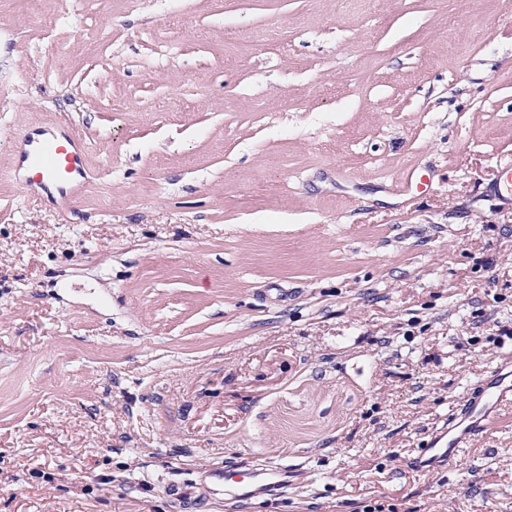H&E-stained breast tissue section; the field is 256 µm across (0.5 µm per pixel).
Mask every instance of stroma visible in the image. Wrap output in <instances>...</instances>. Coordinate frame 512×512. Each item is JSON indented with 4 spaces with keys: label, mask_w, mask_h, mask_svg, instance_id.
I'll return each instance as SVG.
<instances>
[{
    "label": "stroma",
    "mask_w": 512,
    "mask_h": 512,
    "mask_svg": "<svg viewBox=\"0 0 512 512\" xmlns=\"http://www.w3.org/2000/svg\"><path fill=\"white\" fill-rule=\"evenodd\" d=\"M59 124L70 211L13 163ZM510 162L512 0H0V512L245 458L250 512H512V408L413 464L512 359Z\"/></svg>",
    "instance_id": "stroma-1"
}]
</instances>
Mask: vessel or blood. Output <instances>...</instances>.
<instances>
[{
	"mask_svg": "<svg viewBox=\"0 0 512 512\" xmlns=\"http://www.w3.org/2000/svg\"><path fill=\"white\" fill-rule=\"evenodd\" d=\"M15 163L28 172L24 181L27 190L54 195L58 206L63 208L80 199L87 178L86 149L66 127L27 134ZM511 405L512 370L501 364L474 385L465 403L449 414L447 424L428 436L414 461L415 466L452 464L460 449L499 410ZM290 476L288 467L245 461L212 468L201 488L193 483L168 485L166 495L173 512H197L207 498L221 497L243 504L267 492L286 493Z\"/></svg>",
	"mask_w": 512,
	"mask_h": 512,
	"instance_id": "obj_1",
	"label": "vessel or blood"
}]
</instances>
